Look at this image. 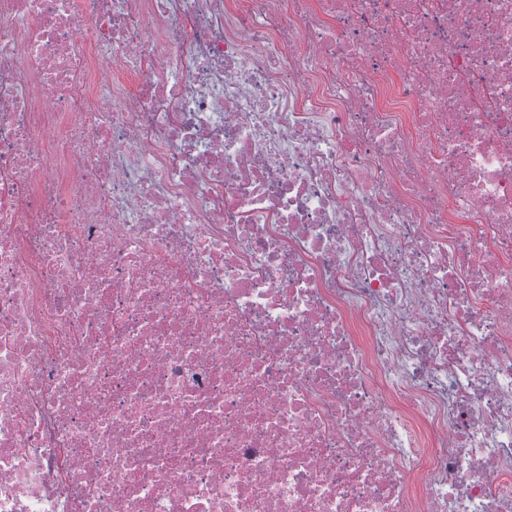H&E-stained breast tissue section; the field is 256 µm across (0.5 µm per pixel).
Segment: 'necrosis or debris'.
I'll return each instance as SVG.
<instances>
[{
	"mask_svg": "<svg viewBox=\"0 0 512 512\" xmlns=\"http://www.w3.org/2000/svg\"><path fill=\"white\" fill-rule=\"evenodd\" d=\"M0 512H512V0H0Z\"/></svg>",
	"mask_w": 512,
	"mask_h": 512,
	"instance_id": "obj_1",
	"label": "necrosis or debris"
}]
</instances>
